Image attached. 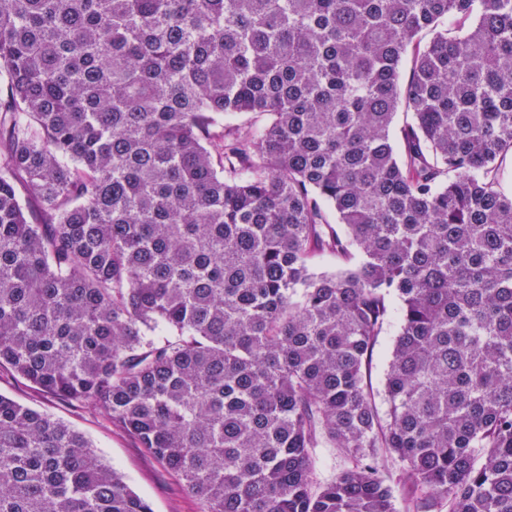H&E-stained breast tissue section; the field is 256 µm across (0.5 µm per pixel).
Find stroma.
Instances as JSON below:
<instances>
[{"label": "stroma", "mask_w": 512, "mask_h": 512, "mask_svg": "<svg viewBox=\"0 0 512 512\" xmlns=\"http://www.w3.org/2000/svg\"><path fill=\"white\" fill-rule=\"evenodd\" d=\"M0 395L52 416L82 433L96 452L119 471L153 512H201L200 501L177 475L141 448L134 436L88 403L52 397L12 369L0 367Z\"/></svg>", "instance_id": "obj_1"}]
</instances>
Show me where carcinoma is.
I'll use <instances>...</instances> for the list:
<instances>
[{"label":"carcinoma","mask_w":512,"mask_h":512,"mask_svg":"<svg viewBox=\"0 0 512 512\" xmlns=\"http://www.w3.org/2000/svg\"><path fill=\"white\" fill-rule=\"evenodd\" d=\"M508 158L512 0H0V367L202 512H512ZM0 512L151 510L0 395ZM398 332V325L393 323L387 331L380 337L379 344L376 347L373 359L372 379L375 387L381 386L383 372L386 367L387 358L392 348L393 341ZM385 472H388L392 475L393 485L395 486V495H396V508L398 512H413L415 509L416 496L409 489L408 485H403V483H398L397 480V468L396 465L388 460L385 462Z\"/></svg>","instance_id":"cac0c4a2"}]
</instances>
